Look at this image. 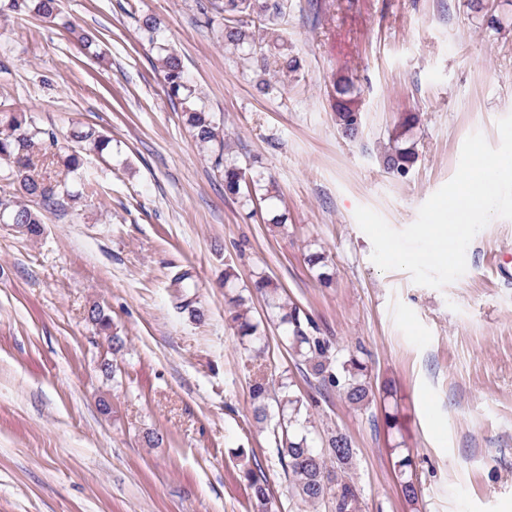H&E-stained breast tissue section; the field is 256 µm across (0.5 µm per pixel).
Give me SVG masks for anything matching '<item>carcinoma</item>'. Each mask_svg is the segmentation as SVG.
Instances as JSON below:
<instances>
[{
    "label": "carcinoma",
    "instance_id": "cac0c4a2",
    "mask_svg": "<svg viewBox=\"0 0 512 512\" xmlns=\"http://www.w3.org/2000/svg\"><path fill=\"white\" fill-rule=\"evenodd\" d=\"M8 11L24 15L35 13L43 19L57 23L70 33L73 23L66 19L59 7V0H7ZM208 23H218L224 44L232 47L247 60H252L261 73L295 71L296 58L280 51L279 38L262 46L249 33L248 22L280 12L279 4L269 0H211L200 4ZM140 29L156 49L167 93L185 104L183 117L200 149L210 153L213 164L224 180V192L241 197L245 203L259 201L272 211L270 222L283 223L282 216L274 213L277 189L274 182L254 175L249 168L224 153V140L220 138L213 119L199 104L195 89L189 84L180 55L169 44L160 20L145 15ZM336 94V125L346 139H355L362 127L361 102L354 82L339 77L333 83ZM71 139L79 145L74 149L59 143L55 134L39 128L28 112H10L0 115V176L13 186V193L0 197V224H10L31 235L43 233L41 210L65 201L75 208L85 199L101 193L102 185L87 184L77 191L66 182H52L51 177L35 172V159L52 165L60 163L67 172L74 173L82 165L81 151L98 154L111 152L112 139L93 128H77ZM417 159L415 150L396 146L385 155L383 164L387 172L404 177ZM257 291L268 298L270 320L277 321L283 339L296 360L318 379L325 390L336 392L356 409L369 408L374 392L368 382L369 368L356 355L339 357V350L332 339L320 335L313 318L294 302H279L277 284L268 275H259L253 282ZM242 296L229 300L231 321L236 335L249 353L264 351L265 325L239 311ZM88 320L99 332L110 336L112 350L123 347L122 337L110 334L111 319L97 305L88 310ZM279 393L271 394L264 373L255 375L250 386V398L255 419L265 421L271 404L278 408V420L272 430L277 456L288 476L289 485L303 502L319 503L331 499L334 512H361V493L351 471L356 459V449L351 439L336 431L317 444L311 435V420L303 416L307 410L304 397L294 389L293 380H281ZM394 468L401 477V492L405 501L413 506L419 500L420 488L413 480L414 460L410 454L399 453ZM255 512H269V493L264 472L247 474Z\"/></svg>",
    "mask_w": 512,
    "mask_h": 512
}]
</instances>
